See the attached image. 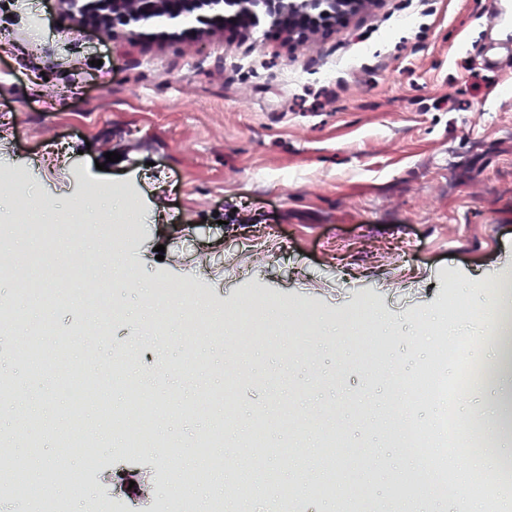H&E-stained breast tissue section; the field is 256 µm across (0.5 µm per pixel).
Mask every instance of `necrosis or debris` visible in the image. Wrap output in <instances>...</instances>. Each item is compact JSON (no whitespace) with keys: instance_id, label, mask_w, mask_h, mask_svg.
Instances as JSON below:
<instances>
[{"instance_id":"obj_1","label":"necrosis or debris","mask_w":512,"mask_h":512,"mask_svg":"<svg viewBox=\"0 0 512 512\" xmlns=\"http://www.w3.org/2000/svg\"><path fill=\"white\" fill-rule=\"evenodd\" d=\"M97 229L103 241L120 240L130 233L128 224L112 213L101 215L95 225L73 222L70 214L61 215L58 223H41L39 213L33 209L20 212L10 227L13 238L27 241L30 245L24 263H16L12 254L0 253V271L13 276L18 287L25 289L33 305L50 310L69 303L82 302L95 316L91 328L79 332L75 339L86 357H93L102 336L108 335L111 326L120 318V311L111 302V290L107 284L88 287L82 274H75L69 287L58 288L56 281L59 260L54 251L57 239H64L70 251H78L90 229ZM160 300L165 305L179 309L188 335L210 342L231 346L236 336L250 337L252 342H265L295 350L304 346L307 335L306 317L301 313H289L287 319L272 322L264 317L265 300L250 299L242 303L233 323L224 320V309L204 304L196 289L182 288L177 294L162 290ZM123 363H116L112 372L100 374L83 372V384L69 389L73 415L67 425L56 432L53 453L59 460L57 469L40 482L37 494L23 493L16 474L0 470V498H9L31 505L32 512H69V502L60 497L58 486L70 483L72 470L70 460L81 458L83 449L100 448V439L109 427L123 431V454L162 447L157 434L159 420L165 410L155 396L134 386L127 380ZM122 388L126 401L121 409L103 407L102 402L110 389ZM396 400L385 421L388 438L394 446L402 448L419 465L416 469L396 473L390 478V498L402 497L403 486H414L420 496L447 493L448 487L428 457L414 440L412 423L406 400L410 390L404 380L396 382ZM460 441L470 452L494 460L499 455L498 439L501 428L496 418L479 412L461 416ZM196 455L206 468L224 476L223 488L210 490L207 499L209 512H224L225 504L232 500H248L252 494L240 485L238 474L246 470L267 489L268 498L278 502L280 512H304L307 502L326 501L332 498L340 479L339 470L351 460V446L347 434L325 431L321 445L316 448L318 468L308 466L296 469L290 483H282L269 461L274 457L299 455L296 446L270 444L263 426L254 425L244 448H237L224 436L222 422H215L208 434L196 445Z\"/></svg>"}]
</instances>
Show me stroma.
<instances>
[{"label": "stroma", "instance_id": "obj_1", "mask_svg": "<svg viewBox=\"0 0 512 512\" xmlns=\"http://www.w3.org/2000/svg\"><path fill=\"white\" fill-rule=\"evenodd\" d=\"M46 4L0 0V225L29 208L47 224L138 211L133 241L83 248L122 311L99 368L135 351L141 387L172 408L231 395L160 421L162 451L129 460L104 443L89 492L157 512L214 420L241 436L276 401L397 460L377 422L392 377L425 361L413 339L438 320L447 284L463 274V293L490 309L494 284L512 280V21L491 23L512 0H372L302 45L259 28L112 38L61 28ZM113 151L119 161L97 169ZM19 172L23 191L4 190ZM153 288L201 289L229 317L249 293L301 307L311 351L256 350L247 382L227 389L224 349L180 339L177 313L170 342L148 339ZM359 311L391 339L376 372L350 336ZM0 371L28 407L67 406L58 373L18 359L4 335Z\"/></svg>", "mask_w": 512, "mask_h": 512}]
</instances>
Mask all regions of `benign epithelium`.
I'll use <instances>...</instances> for the list:
<instances>
[{"label": "benign epithelium", "instance_id": "obj_1", "mask_svg": "<svg viewBox=\"0 0 512 512\" xmlns=\"http://www.w3.org/2000/svg\"><path fill=\"white\" fill-rule=\"evenodd\" d=\"M367 0H60L68 19L90 18L104 31L131 40H149L144 30L157 16L171 23L172 34H192L223 26L284 32L306 42L313 32L331 33L357 14Z\"/></svg>", "mask_w": 512, "mask_h": 512}]
</instances>
